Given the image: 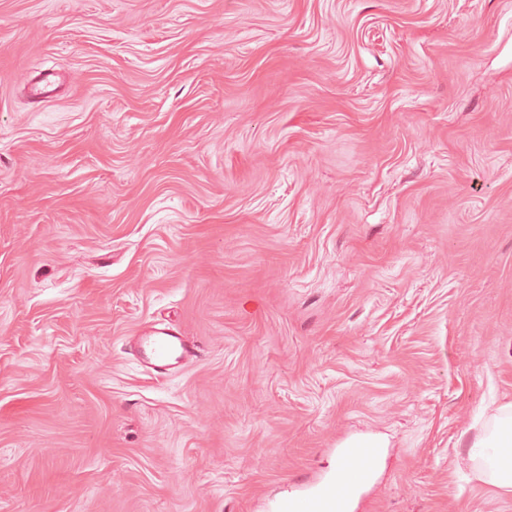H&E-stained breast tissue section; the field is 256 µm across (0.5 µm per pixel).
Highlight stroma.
Listing matches in <instances>:
<instances>
[{
  "label": "stroma",
  "mask_w": 512,
  "mask_h": 512,
  "mask_svg": "<svg viewBox=\"0 0 512 512\" xmlns=\"http://www.w3.org/2000/svg\"><path fill=\"white\" fill-rule=\"evenodd\" d=\"M509 402L512 0H0V512H277L352 438L359 512H512ZM136 344L142 361L158 376L191 361L198 349L192 341L169 328H144ZM469 453L480 478L512 490V403L499 409L491 428L473 441Z\"/></svg>",
  "instance_id": "stroma-1"
}]
</instances>
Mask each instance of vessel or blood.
<instances>
[{
	"mask_svg": "<svg viewBox=\"0 0 512 512\" xmlns=\"http://www.w3.org/2000/svg\"><path fill=\"white\" fill-rule=\"evenodd\" d=\"M142 361L163 376L197 355L196 345L169 328H144L136 341ZM346 465L335 479L300 489L282 501L278 512H355L354 505L373 479V463L382 450L366 440H352L340 450Z\"/></svg>",
	"mask_w": 512,
	"mask_h": 512,
	"instance_id": "b4317fda",
	"label": "vessel or blood"
}]
</instances>
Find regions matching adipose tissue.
Listing matches in <instances>:
<instances>
[{
	"mask_svg": "<svg viewBox=\"0 0 512 512\" xmlns=\"http://www.w3.org/2000/svg\"><path fill=\"white\" fill-rule=\"evenodd\" d=\"M469 453L480 478L512 490V403L493 416L490 429L473 441Z\"/></svg>",
	"mask_w": 512,
	"mask_h": 512,
	"instance_id": "1",
	"label": "adipose tissue"
}]
</instances>
